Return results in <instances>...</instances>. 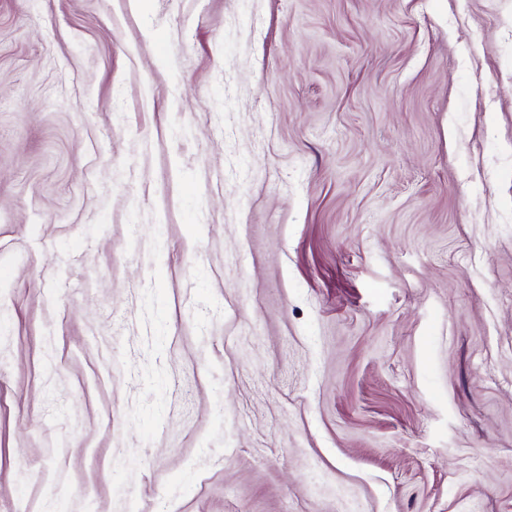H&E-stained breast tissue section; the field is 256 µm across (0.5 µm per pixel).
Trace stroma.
I'll return each mask as SVG.
<instances>
[{"label":"stroma","mask_w":512,"mask_h":512,"mask_svg":"<svg viewBox=\"0 0 512 512\" xmlns=\"http://www.w3.org/2000/svg\"><path fill=\"white\" fill-rule=\"evenodd\" d=\"M0 512H512V0H0Z\"/></svg>","instance_id":"obj_1"}]
</instances>
